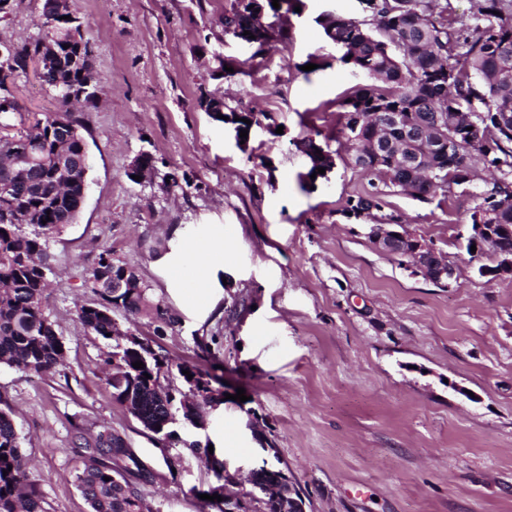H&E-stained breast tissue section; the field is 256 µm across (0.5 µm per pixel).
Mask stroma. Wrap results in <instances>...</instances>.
<instances>
[{
    "mask_svg": "<svg viewBox=\"0 0 512 512\" xmlns=\"http://www.w3.org/2000/svg\"><path fill=\"white\" fill-rule=\"evenodd\" d=\"M43 4L15 0L0 39L38 38ZM227 6L75 0L104 96L81 114L89 187L76 222L50 242L41 299L65 362L44 376L0 365V408L13 413L47 512H89L76 486L85 461L71 444L76 424L124 435L152 473L150 512H212L197 495L213 480L204 456L161 454L112 398L105 341L77 321L106 248L173 316L158 338L169 356L226 380L229 398L207 434L228 470L248 474L275 448L306 512H512V277L481 276L495 255L467 252L471 200L441 208L433 198H386L384 213L400 214L456 265L443 288L377 250L367 217L343 214L345 200L368 188L347 157L330 181L303 180L296 139L337 150L339 103L358 81L316 18L362 17L359 0H303L287 45L252 59L250 74L217 79L216 54L248 58L224 34ZM207 94L268 113L282 133L257 132L239 150L199 107ZM15 95L27 120L61 108L31 72L17 76ZM143 151L157 172L135 184L126 170ZM219 245L224 263L201 313L196 269ZM241 388L247 401L235 398Z\"/></svg>",
    "mask_w": 512,
    "mask_h": 512,
    "instance_id": "stroma-1",
    "label": "stroma"
}]
</instances>
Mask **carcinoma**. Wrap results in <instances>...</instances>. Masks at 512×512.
I'll list each match as a JSON object with an SVG mask.
<instances>
[{"label":"carcinoma","instance_id":"carcinoma-1","mask_svg":"<svg viewBox=\"0 0 512 512\" xmlns=\"http://www.w3.org/2000/svg\"><path fill=\"white\" fill-rule=\"evenodd\" d=\"M366 16L323 15L320 27L338 51L337 60L368 79L340 103L336 138L349 144L351 163L368 180L371 190L346 200L348 215H372L384 206L383 196L400 193L419 200L438 194L443 199L468 195L473 200L469 223L487 212L488 223L503 248L512 247V0H474L469 14H458L451 0H361ZM240 0L224 10V34L251 45L250 58L265 53L272 42L288 45L289 22L269 24L244 34ZM41 37L15 44L6 71L0 70V130L10 126L20 105L7 80L26 73L29 64L48 89L81 90L83 71L95 58L73 66L76 41L90 45L83 31L68 20L42 13ZM56 49V64L40 67L42 52ZM393 112L392 145L371 149L381 137L378 113ZM65 129L56 127L57 114H46L15 134L0 133V364L40 376L63 364L65 345L44 313L41 298L51 267L45 261L51 238L73 223L83 169L57 163L83 154L86 144L80 121L62 113ZM448 130V149L411 151L410 132ZM420 158L409 163L407 158ZM125 288L112 295V275ZM97 296L77 309V319L90 334L109 339L112 315L145 316L163 327L175 320L161 300L148 293L135 268L102 251L88 275ZM116 352H102L111 367L112 397L144 428L181 442L179 431L198 425L208 403L216 401L218 378L185 362H175L156 342L148 340ZM144 367L137 369L133 363ZM189 371L188 378L183 371ZM178 373L180 385L170 380ZM150 378H145V375ZM183 443V442H181ZM72 445L84 450L86 463L76 476L91 512H143L141 486L151 472L134 456L126 439L103 425L86 436L74 426ZM183 446L209 458L210 443ZM0 512H47L44 499L30 480L20 437L10 413L0 409Z\"/></svg>","mask_w":512,"mask_h":512}]
</instances>
